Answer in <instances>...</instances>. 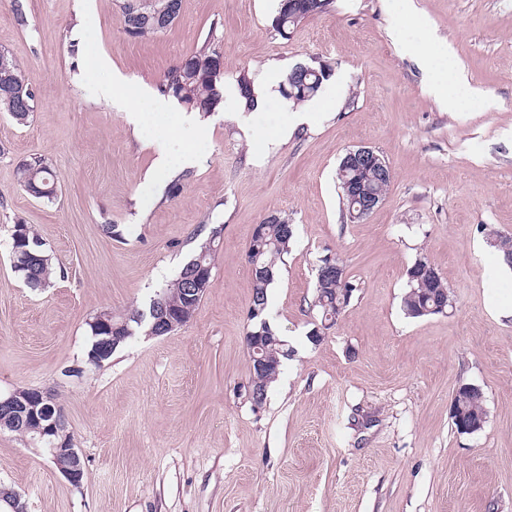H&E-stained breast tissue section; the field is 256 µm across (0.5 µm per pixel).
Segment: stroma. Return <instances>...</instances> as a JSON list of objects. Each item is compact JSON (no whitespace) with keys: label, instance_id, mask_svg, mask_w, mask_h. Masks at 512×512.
<instances>
[{"label":"stroma","instance_id":"obj_1","mask_svg":"<svg viewBox=\"0 0 512 512\" xmlns=\"http://www.w3.org/2000/svg\"><path fill=\"white\" fill-rule=\"evenodd\" d=\"M120 3L0 0V50L35 93L26 124L0 113V393H53L85 471L72 487L29 438L2 430L0 485L27 512H512V318L494 309L512 295V272L493 245L512 235V0H411L410 16L397 0H335L285 37L272 27L278 0H182L170 29L140 38L125 33ZM415 16L458 62L472 105L441 104L404 51ZM205 43L223 61V101L199 140L179 122L184 106L152 102L167 70ZM100 56L110 70L96 69ZM311 60L332 68L331 107H296L278 91L288 68ZM116 73L141 95L137 116L103 97ZM243 73L261 109H245ZM300 110L311 122L280 137ZM360 145L385 158L392 181L352 223L336 170ZM34 157L52 167L55 201L18 183V164ZM181 174L182 194L169 197ZM271 214L294 230L266 314L290 355L256 407L247 250ZM17 220L52 257L48 287L11 268ZM203 227L222 233L190 321L86 368L92 318L146 309ZM326 256L356 290L315 345ZM422 257L453 306L412 319L402 297ZM463 384L484 394L475 434L450 419Z\"/></svg>","mask_w":512,"mask_h":512}]
</instances>
